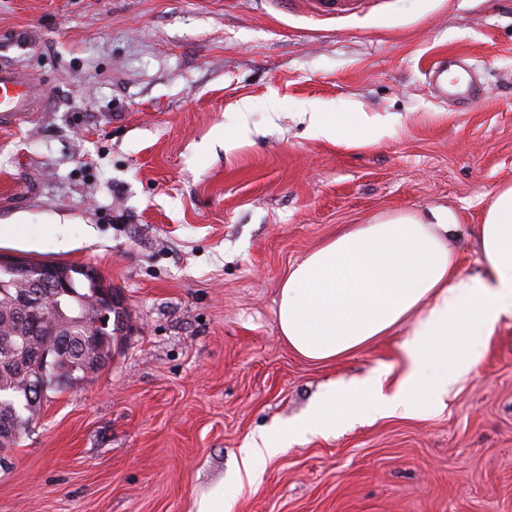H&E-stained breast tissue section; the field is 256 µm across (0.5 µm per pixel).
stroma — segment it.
Instances as JSON below:
<instances>
[{
    "label": "stroma",
    "mask_w": 512,
    "mask_h": 512,
    "mask_svg": "<svg viewBox=\"0 0 512 512\" xmlns=\"http://www.w3.org/2000/svg\"><path fill=\"white\" fill-rule=\"evenodd\" d=\"M464 59L481 91L436 98ZM45 99L0 125V255L94 267L127 312L111 362L48 391L0 468V512H196L258 432L396 361L400 335L309 362L282 340L288 267L347 224L447 209L461 273L512 184V0H0V66ZM250 104L249 136L216 131ZM362 112L378 141L301 114ZM72 249H57L58 227ZM234 512H512V325L421 419L361 418L292 444ZM310 110L311 112H304L308 120L307 129L316 138L374 142L386 133L385 128L369 122L362 112H322L315 105Z\"/></svg>",
    "instance_id": "35a3bbf8"
}]
</instances>
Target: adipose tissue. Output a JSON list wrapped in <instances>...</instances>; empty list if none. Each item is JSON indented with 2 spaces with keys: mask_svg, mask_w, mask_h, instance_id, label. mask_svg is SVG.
I'll return each mask as SVG.
<instances>
[{
  "mask_svg": "<svg viewBox=\"0 0 512 512\" xmlns=\"http://www.w3.org/2000/svg\"><path fill=\"white\" fill-rule=\"evenodd\" d=\"M307 120L312 136L329 141L374 142L386 133L361 112L315 106ZM458 231L444 209L396 213L342 229L289 268L277 319L296 353L332 361L398 332L397 364L331 386L304 419L253 436L241 450L246 475L300 436L363 416L424 417L477 368L492 336L512 322V185L492 194L473 235L476 273L462 274L448 246Z\"/></svg>",
  "mask_w": 512,
  "mask_h": 512,
  "instance_id": "1",
  "label": "adipose tissue"
}]
</instances>
